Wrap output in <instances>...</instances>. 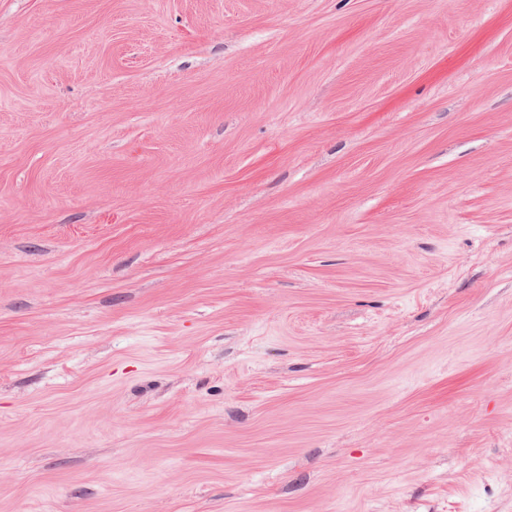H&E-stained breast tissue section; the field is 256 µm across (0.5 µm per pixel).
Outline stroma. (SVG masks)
Segmentation results:
<instances>
[{"label":"stroma","mask_w":512,"mask_h":512,"mask_svg":"<svg viewBox=\"0 0 512 512\" xmlns=\"http://www.w3.org/2000/svg\"><path fill=\"white\" fill-rule=\"evenodd\" d=\"M0 512H512V0H0Z\"/></svg>","instance_id":"obj_1"}]
</instances>
